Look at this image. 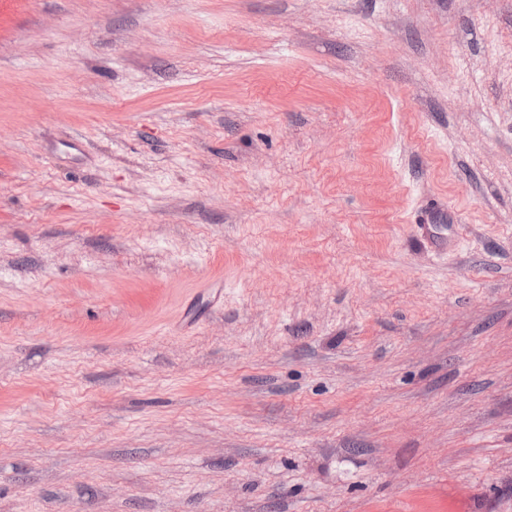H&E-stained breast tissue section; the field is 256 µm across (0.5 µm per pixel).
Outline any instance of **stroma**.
<instances>
[{
    "mask_svg": "<svg viewBox=\"0 0 512 512\" xmlns=\"http://www.w3.org/2000/svg\"><path fill=\"white\" fill-rule=\"evenodd\" d=\"M0 512H512V0H0Z\"/></svg>",
    "mask_w": 512,
    "mask_h": 512,
    "instance_id": "1",
    "label": "stroma"
}]
</instances>
